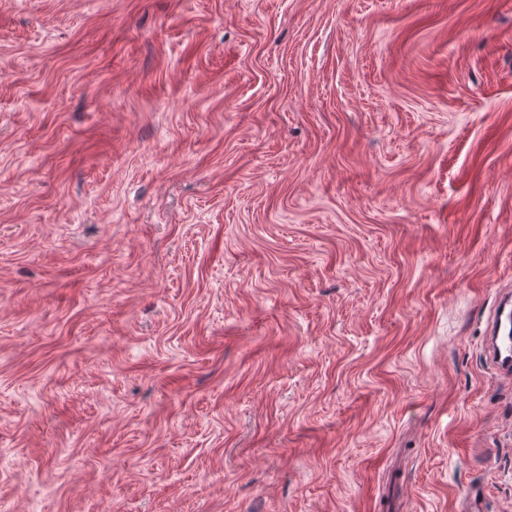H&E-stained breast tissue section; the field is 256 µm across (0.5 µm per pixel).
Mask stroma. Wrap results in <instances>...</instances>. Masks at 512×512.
<instances>
[{"label":"stroma","instance_id":"35a3bbf8","mask_svg":"<svg viewBox=\"0 0 512 512\" xmlns=\"http://www.w3.org/2000/svg\"><path fill=\"white\" fill-rule=\"evenodd\" d=\"M512 0H0V503L512 512ZM510 293L499 299L494 310L491 325L487 335L495 337L494 345H486V351L490 363L504 376L508 378L512 374V347L509 348L508 337L512 332V307L510 306ZM506 296H508L506 298ZM500 334H503L500 336ZM500 343H497V340Z\"/></svg>","mask_w":512,"mask_h":512}]
</instances>
